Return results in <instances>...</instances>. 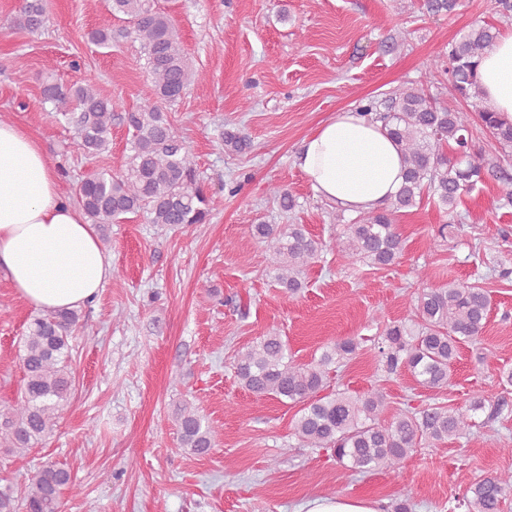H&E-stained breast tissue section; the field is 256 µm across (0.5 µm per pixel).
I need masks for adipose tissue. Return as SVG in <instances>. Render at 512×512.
Listing matches in <instances>:
<instances>
[{"mask_svg": "<svg viewBox=\"0 0 512 512\" xmlns=\"http://www.w3.org/2000/svg\"><path fill=\"white\" fill-rule=\"evenodd\" d=\"M477 82L484 105L512 120V32L485 52ZM297 165L318 197L352 214L384 207L405 174L387 128L356 108L308 135ZM0 270L43 312L85 306L112 276L93 224L61 195L58 172L40 143L8 121L0 122Z\"/></svg>", "mask_w": 512, "mask_h": 512, "instance_id": "1", "label": "adipose tissue"}]
</instances>
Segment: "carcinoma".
<instances>
[{
  "instance_id": "obj_1",
  "label": "carcinoma",
  "mask_w": 512,
  "mask_h": 512,
  "mask_svg": "<svg viewBox=\"0 0 512 512\" xmlns=\"http://www.w3.org/2000/svg\"><path fill=\"white\" fill-rule=\"evenodd\" d=\"M118 17L129 27L115 32L112 20ZM48 21L42 0H22L13 25L36 32ZM116 34L141 43L154 101L125 113L131 130L129 160L117 174L101 172L85 180L80 191L82 208L100 227L127 214H143L151 224H205L210 200L197 183L195 156L164 111L183 97L192 76L179 30L158 0H112L109 15L100 19L91 39L110 46ZM498 35L494 26L480 24L448 44L444 73L451 97L464 107L442 106L425 90L405 86L391 91L383 112L371 103L363 106L364 113L375 114L400 145L405 178L392 209L363 214L343 225L336 238L342 257L390 265L403 250L393 213L416 206L428 195L451 214L463 195L489 172L496 170L508 177L501 156L482 153L474 142L477 123L502 153L512 152V121L488 110L477 89L478 60ZM42 94L62 115H71L77 151L94 155L109 150L112 113L124 108L121 99L103 96L91 75L66 88L47 82ZM269 195L284 212L295 206L292 195L281 186L270 187ZM253 234L265 245L267 270L274 282L290 293L302 288L301 276L322 251V243L300 224H255ZM489 305L482 289L463 282L414 293L408 322H393L383 330L378 353L387 372L405 369L429 389L448 386L459 345L481 336ZM78 321L75 310L41 313L31 319L22 344L21 399L0 411L1 448L21 454L51 435L59 408L72 396L71 338ZM357 349L355 339H342L323 348L319 357L300 364L289 354L283 337L268 332L238 351L233 367L246 390L300 406L293 425L297 440L305 447L331 451L341 467L356 474L402 464L422 439L437 445L466 437L476 426L475 415L486 408L487 399L479 395L465 410L433 404L418 410L400 409L384 418L387 401L381 390L357 396L345 389H329L331 366L341 364ZM176 422L183 447L198 456L213 450L218 430L197 409L182 406ZM67 489H75L71 472L46 464L19 495L0 492V512H62ZM511 493L512 481L486 476L469 486L462 505L467 512H501Z\"/></svg>"
}]
</instances>
